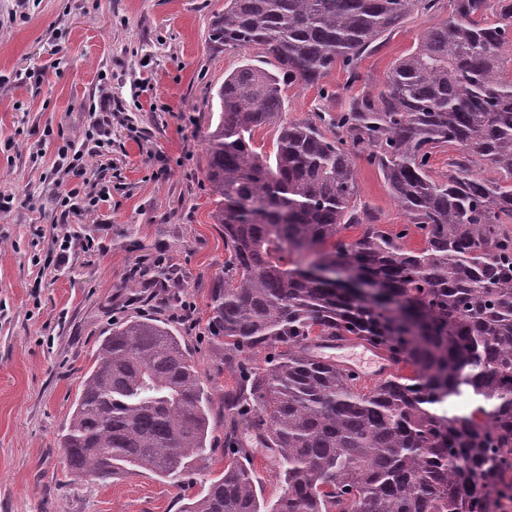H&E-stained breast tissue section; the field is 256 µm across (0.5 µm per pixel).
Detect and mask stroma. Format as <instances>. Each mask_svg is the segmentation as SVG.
<instances>
[{"mask_svg":"<svg viewBox=\"0 0 512 512\" xmlns=\"http://www.w3.org/2000/svg\"><path fill=\"white\" fill-rule=\"evenodd\" d=\"M224 0H0V512H182L224 471V393L236 376L207 332L209 290L224 273V230L210 212L205 136L224 75L260 49H223L208 29ZM410 14L376 52L362 57L358 83L342 68L324 80L349 98L379 89L397 59L447 18ZM109 95L101 121L91 107ZM101 153L85 157L89 177L108 189L70 210L59 197L80 182L58 156L68 143ZM359 196L396 230L404 211L382 177L357 160ZM70 235L59 254L56 239ZM169 269L170 286L145 271ZM180 290L171 301V287ZM136 315L169 320L212 394V450L191 462L183 486L151 472L107 482L73 480L64 434L111 327ZM263 494L284 492L271 449L243 438Z\"/></svg>","mask_w":512,"mask_h":512,"instance_id":"stroma-1","label":"stroma"}]
</instances>
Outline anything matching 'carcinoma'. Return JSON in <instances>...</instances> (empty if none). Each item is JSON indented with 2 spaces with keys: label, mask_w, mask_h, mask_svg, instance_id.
I'll return each mask as SVG.
<instances>
[{
  "label": "carcinoma",
  "mask_w": 512,
  "mask_h": 512,
  "mask_svg": "<svg viewBox=\"0 0 512 512\" xmlns=\"http://www.w3.org/2000/svg\"><path fill=\"white\" fill-rule=\"evenodd\" d=\"M438 0H226L209 41L258 47L217 90L206 179L224 228L211 335L237 374L224 394V476L184 512H504L512 503V0H452L448 18L344 107L323 87L410 13ZM324 101L318 122L286 118L285 88ZM275 132L274 160L257 153ZM455 147L448 174L431 157ZM381 173L407 224L396 233L358 201L355 159ZM489 167L497 179L482 176ZM360 229L349 241L343 232ZM422 236L420 248L404 239ZM343 267L378 296L300 271ZM341 340L382 351L398 372L369 386L321 356ZM472 408L451 414L449 400ZM211 393L167 322L131 317L101 340L62 448L70 474L119 467L180 484L207 454ZM274 449L286 485L264 500L235 447Z\"/></svg>",
  "instance_id": "cac0c4a2"
}]
</instances>
